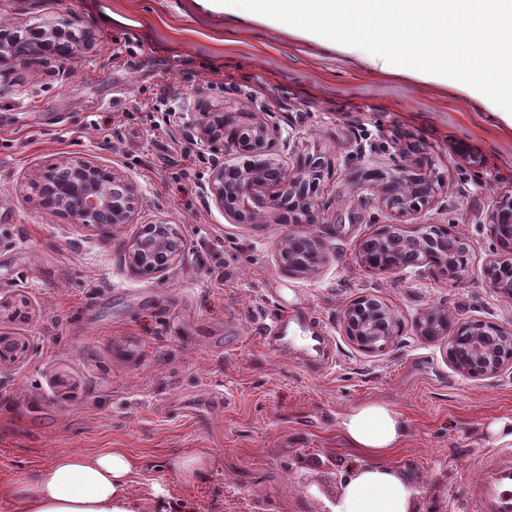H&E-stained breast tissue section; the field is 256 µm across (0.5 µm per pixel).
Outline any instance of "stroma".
<instances>
[{"label": "stroma", "instance_id": "1", "mask_svg": "<svg viewBox=\"0 0 512 512\" xmlns=\"http://www.w3.org/2000/svg\"><path fill=\"white\" fill-rule=\"evenodd\" d=\"M87 33L71 59L0 65V336L25 343L0 360V483L34 480L68 449L124 448L144 460L139 512L157 490L191 512H323L359 453L343 415L383 401L407 423L389 457L419 490V512H455L461 475L477 478L484 428L512 418V369L454 372L440 341L417 336L424 311L512 329V297L491 288L490 215L512 196V130H485L477 104L415 79L359 75L350 57L194 0H0V25ZM241 42L224 45L225 26ZM239 122L273 113V153L289 170L324 163L317 223L325 261L284 271L292 224L229 223L205 187L214 162L204 113ZM66 158L113 167L139 188L133 223L105 240L45 209L34 175ZM422 160L437 181L418 215L466 236L458 278L434 265L368 270L359 241L385 215L362 200L367 174ZM177 226L185 250L165 276L133 274L127 244L143 225ZM386 303L398 334L367 354L344 336L354 299ZM288 317L287 340L264 327ZM200 455L188 474L178 461Z\"/></svg>", "mask_w": 512, "mask_h": 512}]
</instances>
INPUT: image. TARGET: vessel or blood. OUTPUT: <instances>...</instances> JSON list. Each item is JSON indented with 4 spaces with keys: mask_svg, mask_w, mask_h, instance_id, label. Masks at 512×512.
<instances>
[{
    "mask_svg": "<svg viewBox=\"0 0 512 512\" xmlns=\"http://www.w3.org/2000/svg\"><path fill=\"white\" fill-rule=\"evenodd\" d=\"M483 475L465 483L461 512H512V448L484 456Z\"/></svg>",
    "mask_w": 512,
    "mask_h": 512,
    "instance_id": "b4317fda",
    "label": "vessel or blood"
}]
</instances>
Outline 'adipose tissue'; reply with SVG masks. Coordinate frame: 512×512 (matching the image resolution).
<instances>
[{
  "label": "adipose tissue",
  "instance_id": "1",
  "mask_svg": "<svg viewBox=\"0 0 512 512\" xmlns=\"http://www.w3.org/2000/svg\"><path fill=\"white\" fill-rule=\"evenodd\" d=\"M210 13L291 31L345 53L371 73L405 75L481 103L493 127L512 87V0H195ZM344 439L360 454L334 512H415L418 491L386 458L406 438L391 405L347 412ZM143 462L123 448L65 450L34 482L0 484L12 512H136L130 485Z\"/></svg>",
  "mask_w": 512,
  "mask_h": 512
}]
</instances>
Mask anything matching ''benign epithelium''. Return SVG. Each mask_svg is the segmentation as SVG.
<instances>
[{
  "label": "benign epithelium",
  "instance_id": "obj_1",
  "mask_svg": "<svg viewBox=\"0 0 512 512\" xmlns=\"http://www.w3.org/2000/svg\"><path fill=\"white\" fill-rule=\"evenodd\" d=\"M82 38L61 26L52 29L32 28L24 32L0 29V63L25 59L33 54L69 56L73 43ZM206 141H220L224 150L251 157L237 173L224 177L227 167L213 168L209 182V198L232 224L257 227L272 216L290 224L317 223L315 201L318 186L308 185L311 174L320 167L312 157L300 161L292 172L272 156L271 148L281 128L264 120L237 124L222 112L204 114ZM34 187L48 201L54 213L70 218L76 224L92 226L104 239L133 221L139 189L124 176L90 160H63L34 177ZM372 203L392 217L370 234L377 243L372 255L356 253L357 262L373 269L380 263L387 270H405L429 262V256L441 249L446 255L468 249V240L456 235L453 240L440 239L438 226L414 222L421 207L433 201L435 185L431 176L410 174L401 169L390 177H380L366 186ZM491 234L495 239L494 258L485 268L489 284L496 291L512 296V281L491 278L492 269L500 263L512 264V233L505 225L512 224V198L497 205L491 215ZM316 251L317 264L303 266L289 252L288 240L278 250V261L288 271L312 274L325 260L320 239L309 236ZM185 250V240L173 224L157 222L144 225L141 233L125 250L131 271L146 276H163L176 264ZM453 317L445 308L424 312L416 322L417 334L434 340L448 337L447 358L463 377L492 378L512 366V330H500L499 337L489 338L480 330L471 332L472 339L464 349L466 361L452 353L457 333L451 332ZM341 327L344 336L358 349L375 353L384 350L394 339L396 319L391 310L369 296H361L343 312Z\"/></svg>",
  "mask_w": 512,
  "mask_h": 512
}]
</instances>
